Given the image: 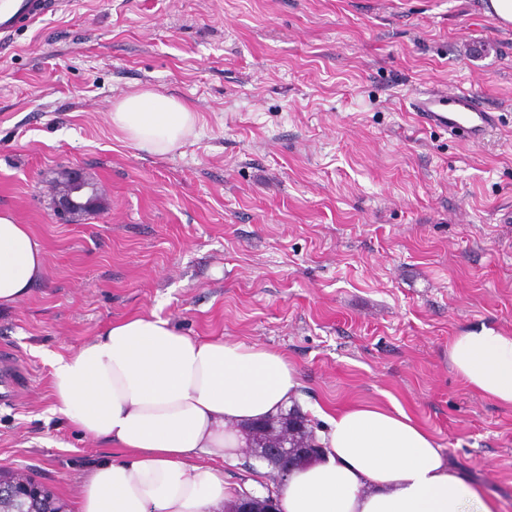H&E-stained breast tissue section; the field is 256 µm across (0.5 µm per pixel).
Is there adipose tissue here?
Returning <instances> with one entry per match:
<instances>
[{"mask_svg":"<svg viewBox=\"0 0 512 512\" xmlns=\"http://www.w3.org/2000/svg\"><path fill=\"white\" fill-rule=\"evenodd\" d=\"M112 127L164 154L195 129L180 100L135 92ZM46 270L28 225L0 213V308L15 306ZM448 360L474 391L512 407V333L461 330ZM54 410L106 447L84 477L77 512H221L242 497H273L279 512H498L482 486L450 464L434 436L398 404L317 406L325 423L317 463L293 469L274 492L224 476L243 441L235 427L287 410L300 385L287 358L259 344L194 339L157 315L104 326L51 359Z\"/></svg>","mask_w":512,"mask_h":512,"instance_id":"ef3b65f1","label":"adipose tissue"}]
</instances>
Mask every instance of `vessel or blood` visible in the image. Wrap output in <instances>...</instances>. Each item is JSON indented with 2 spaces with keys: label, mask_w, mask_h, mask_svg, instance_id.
<instances>
[{
  "label": "vessel or blood",
  "mask_w": 512,
  "mask_h": 512,
  "mask_svg": "<svg viewBox=\"0 0 512 512\" xmlns=\"http://www.w3.org/2000/svg\"><path fill=\"white\" fill-rule=\"evenodd\" d=\"M52 10L50 0H0V45L29 30ZM409 106L422 126L448 132L472 145L483 143L498 125L497 114L466 89L450 95L436 88L420 89L411 95Z\"/></svg>",
  "instance_id": "obj_1"
}]
</instances>
